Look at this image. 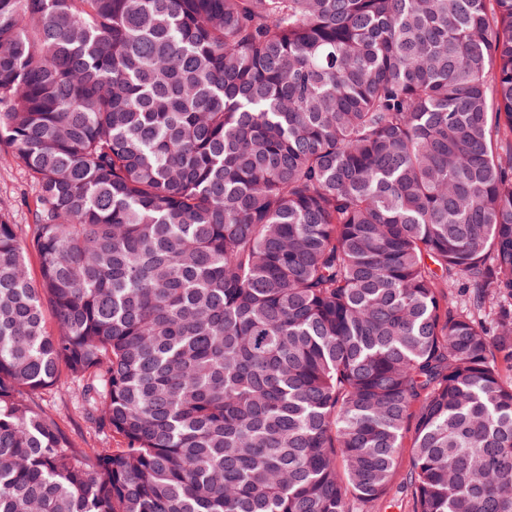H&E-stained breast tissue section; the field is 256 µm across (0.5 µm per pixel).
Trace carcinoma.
I'll return each mask as SVG.
<instances>
[{
	"mask_svg": "<svg viewBox=\"0 0 512 512\" xmlns=\"http://www.w3.org/2000/svg\"><path fill=\"white\" fill-rule=\"evenodd\" d=\"M3 160L0 512H512V0H0ZM34 180L23 168L0 162V215L9 224H16L22 244L29 246L36 198ZM40 405L53 413L61 426L80 448H120L122 441L110 432L98 429L80 408L77 388L65 376L52 388L43 391ZM412 497L410 490L403 485L399 475L393 483L388 496L373 512H412Z\"/></svg>",
	"mask_w": 512,
	"mask_h": 512,
	"instance_id": "cac0c4a2",
	"label": "carcinoma"
}]
</instances>
